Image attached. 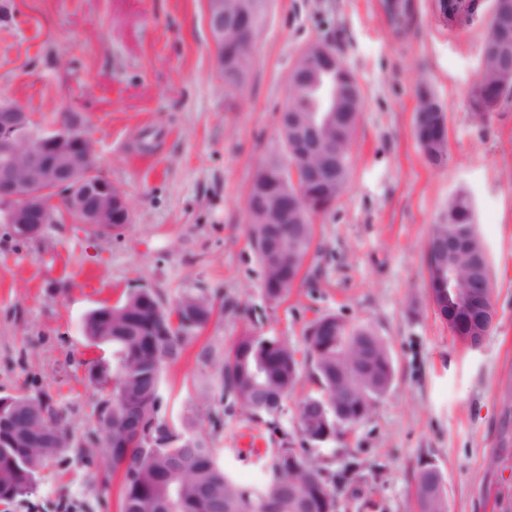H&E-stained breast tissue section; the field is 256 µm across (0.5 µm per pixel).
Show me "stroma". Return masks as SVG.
<instances>
[{"instance_id":"35a3bbf8","label":"stroma","mask_w":512,"mask_h":512,"mask_svg":"<svg viewBox=\"0 0 512 512\" xmlns=\"http://www.w3.org/2000/svg\"><path fill=\"white\" fill-rule=\"evenodd\" d=\"M206 0H0V98L48 128L76 113L98 171L125 194L131 221L109 234L61 219L40 239L0 223V395L38 390L64 405L87 442L104 392L86 362L112 348L84 333L86 314L146 287L170 302L205 290L207 326L163 376L160 415L194 425L218 464L245 484L266 477V449L301 441L302 377L261 447L242 413L223 414L217 356L256 330L303 348L323 314L371 326L395 375L374 410L316 448L333 469L363 467L337 490L339 512H416L413 475L435 463L449 512H512V105L481 120L468 108L479 77L482 19L449 25L438 0H414L403 34L381 0H270L251 72L234 96L206 22ZM332 43L365 100L350 184L315 220V241L287 300L273 306L250 242L246 196L280 142L288 75L305 45ZM443 103L448 160L430 165L415 141L421 86ZM466 192L492 272L496 320L478 348L460 342L427 294L424 248L449 198ZM108 463L66 454L9 512H118Z\"/></svg>"}]
</instances>
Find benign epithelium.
I'll return each mask as SVG.
<instances>
[{
  "label": "benign epithelium",
  "mask_w": 512,
  "mask_h": 512,
  "mask_svg": "<svg viewBox=\"0 0 512 512\" xmlns=\"http://www.w3.org/2000/svg\"><path fill=\"white\" fill-rule=\"evenodd\" d=\"M482 0H441V8L448 18L459 25L471 22L477 15ZM512 20V0H493L488 21L507 23ZM512 57V46L488 34L486 58L499 62L494 79L478 78L469 95L471 111L483 115L496 112L504 101L505 90L512 87V68L504 60ZM342 68L333 47L316 42L303 48L289 73V90L315 94V103L308 110L303 125H292L282 134L285 148L299 145L307 151L299 155L304 177L293 176V183L327 184L334 172L336 154L319 132L328 129L340 113L355 111L360 96L356 82L345 76H335ZM32 118L23 107L9 101H0V155L21 158L27 175L19 176L8 165L0 168V211L25 237L39 236L43 225L51 223L50 209L45 196L53 194L66 198L69 208L77 212L83 223L89 225L122 223L130 217L124 195L117 192L108 179L96 177V160L89 145V136L78 120L59 124L49 130L30 127ZM309 202L305 190L299 188L293 197L271 191L266 205L281 209H298ZM459 242L440 243L438 262L448 265L436 282L438 292L430 295V302L441 320L451 323L453 312L448 307L473 308L478 302L458 286L463 281L476 288L492 287L491 269L479 262L459 265Z\"/></svg>",
  "instance_id": "1"
}]
</instances>
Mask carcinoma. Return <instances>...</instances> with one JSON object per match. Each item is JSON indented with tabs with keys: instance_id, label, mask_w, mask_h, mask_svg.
I'll return each instance as SVG.
<instances>
[{
	"instance_id": "cac0c4a2",
	"label": "carcinoma",
	"mask_w": 512,
	"mask_h": 512,
	"mask_svg": "<svg viewBox=\"0 0 512 512\" xmlns=\"http://www.w3.org/2000/svg\"><path fill=\"white\" fill-rule=\"evenodd\" d=\"M255 2L248 25L258 33L266 24L268 0ZM438 123H446L445 112L415 113L417 145L433 165L442 164L448 156V142L440 144L427 138ZM353 134L352 130L343 133L336 143L335 182L314 188L313 205L322 213L332 208L349 183ZM295 164V157L281 145L252 181L250 202L256 219L250 225L252 246L262 268L264 295L272 306L288 298L295 287L315 237L314 225L263 209L265 189L293 193L292 178L283 180L280 175L290 174ZM448 209L455 212V223H448V214L441 215L434 224L441 235L475 223L473 202L466 193L454 195ZM264 230L286 243L288 257L283 264L266 261ZM212 313L213 306L203 293H184L166 305L151 289L141 288L112 305V317L100 307L85 317V334L92 344L112 346L116 357L112 371L102 370V382L112 381V421L92 427L94 433H104L100 447L112 461V467L100 473L101 484H109L114 473H122L120 512H338L336 486L347 480L346 473L360 470L357 459L336 471L285 440L280 447L269 449V478L264 486L240 484L219 467L202 434L180 430L159 418L164 368L182 357L189 340L209 323ZM304 341L299 359L286 338L253 330L244 333L219 360L222 394L250 419L263 414L273 418L306 369L318 391L301 405H330L315 425L320 428L325 424L341 436L363 420L362 413L373 409L394 378L387 343L371 327L335 314L311 321ZM43 396V391L22 394L11 404L19 425L13 442L0 441V503L10 504L34 494L41 469L62 460L75 446L68 417L50 396H45L46 411L55 438L28 443V436L41 424ZM129 414L149 429L148 434L139 437L128 432ZM338 423L342 424L339 429ZM108 432L112 437H106ZM414 489L429 490L428 496L415 499L419 512H448V488L442 473L419 467Z\"/></svg>"
}]
</instances>
